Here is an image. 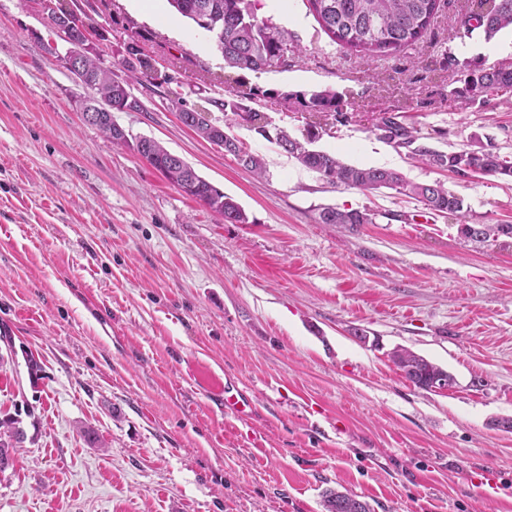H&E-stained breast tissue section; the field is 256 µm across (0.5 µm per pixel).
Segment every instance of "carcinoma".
<instances>
[{"instance_id":"cac0c4a2","label":"carcinoma","mask_w":512,"mask_h":512,"mask_svg":"<svg viewBox=\"0 0 512 512\" xmlns=\"http://www.w3.org/2000/svg\"><path fill=\"white\" fill-rule=\"evenodd\" d=\"M44 25L49 32L64 40L88 41L87 33L93 27L59 0H44ZM314 16L330 40L340 49L366 61L376 57L395 55L406 47L421 41L441 10V0H306ZM180 15L192 20L199 28L213 34L224 61L233 68L273 70L288 66V62L302 53L298 39L288 30L274 25L257 15V0H169ZM512 29V0H491V7L483 16L469 10L458 20L459 37H469L480 30L490 39L505 29ZM129 79L118 81L112 72L104 69L97 54L86 52L80 68L88 79L83 84L94 90L88 101L104 104L108 112H98L94 120L83 117L85 123L98 128L117 145L137 152L167 181L187 197L210 212L224 218L228 224H246L248 216L240 205L219 188L199 176L186 162L172 161L170 151L154 139L140 137L131 142L125 130L112 119L114 112H132L141 108L140 101L131 93L130 85L151 77L152 65L142 56L137 43L127 47L122 61ZM512 94V68L492 67L468 70L465 88L460 95L471 101L488 102ZM303 112L342 114V96L331 88L296 91L289 94ZM213 106L224 112L239 115L251 111L241 99H219ZM194 110L182 109L180 121L200 138L213 144L224 142V152L233 155L238 163L257 177L265 176L267 164L263 156L243 149L239 141L226 131L207 124H198ZM254 118L262 123L258 129L267 140L276 143L301 166L315 172L328 184L359 188L366 191L391 189L422 202L427 209L453 216L459 224H467L468 211L464 201L448 190L443 183H417L402 172L384 167H360L347 164L336 155L313 147L316 135L294 137L281 127H270L259 113ZM379 137L396 148L409 150L417 161L452 173L512 179V160L485 147L476 150L461 149L442 152L418 144L419 131L408 128L385 112L375 125ZM322 224H346L352 228L372 223L371 214L360 210H340L325 207L319 213ZM474 231L464 236L474 242L485 243L501 236L512 237V224H475ZM391 361L404 378L422 389L429 382L445 379L453 383L447 370L428 359L404 348L391 353ZM18 419L0 420V460L11 457L14 444L24 436ZM324 512H371L368 501L360 496L340 491H329L323 500Z\"/></svg>"}]
</instances>
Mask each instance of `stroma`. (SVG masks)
Masks as SVG:
<instances>
[{
  "mask_svg": "<svg viewBox=\"0 0 512 512\" xmlns=\"http://www.w3.org/2000/svg\"><path fill=\"white\" fill-rule=\"evenodd\" d=\"M471 2L444 0L423 40L368 62L332 43L305 0L266 6L259 17L303 52L251 71L191 20L170 26L167 0L157 21L132 0H64L113 78L127 77L129 43L150 57L152 80L131 86L141 111L113 118L232 196L249 221L228 224L84 124L86 88L40 49L42 0H0V419L25 432L0 473V512H323L329 489L373 512H512V431L494 425L512 418V238L474 243L415 199L332 186L209 107L246 97L346 163L446 183L471 223L512 224V180L422 165L374 129L389 112L433 149L512 158V98L457 95L463 65L512 66L511 31L458 36ZM327 87L347 121L282 98ZM183 108L263 156L266 175L196 137ZM325 207L373 221L322 224ZM397 347L455 386H413ZM205 370L246 387L252 417L216 408Z\"/></svg>",
  "mask_w": 512,
  "mask_h": 512,
  "instance_id": "1",
  "label": "stroma"
}]
</instances>
